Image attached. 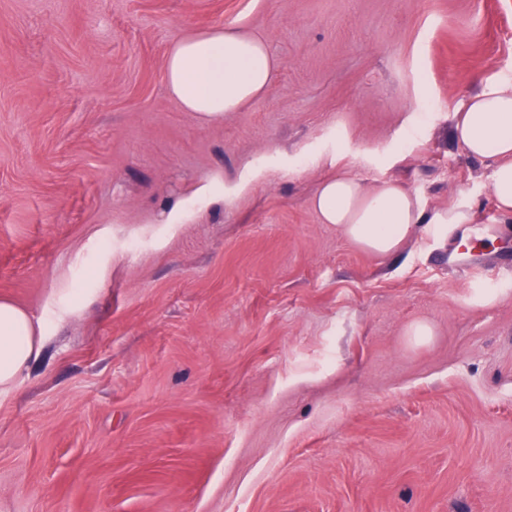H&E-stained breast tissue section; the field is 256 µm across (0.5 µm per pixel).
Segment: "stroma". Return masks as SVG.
<instances>
[{"mask_svg": "<svg viewBox=\"0 0 512 512\" xmlns=\"http://www.w3.org/2000/svg\"><path fill=\"white\" fill-rule=\"evenodd\" d=\"M214 27L279 67L208 123L165 56ZM496 80L512 0H0V298L45 334L0 512H512V216L452 136ZM339 174L472 221L372 254Z\"/></svg>", "mask_w": 512, "mask_h": 512, "instance_id": "35a3bbf8", "label": "stroma"}]
</instances>
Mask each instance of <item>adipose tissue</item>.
<instances>
[{"label":"adipose tissue","mask_w":512,"mask_h":512,"mask_svg":"<svg viewBox=\"0 0 512 512\" xmlns=\"http://www.w3.org/2000/svg\"><path fill=\"white\" fill-rule=\"evenodd\" d=\"M278 66L266 41L237 29L211 28L173 42L166 84L182 109L215 122L261 96ZM454 136L467 153L493 162L491 190L499 210L512 214V81H487L454 116ZM321 223L333 224L354 245L387 256L417 225L464 224L460 210L426 216L403 182L367 185L339 175L324 181L311 199ZM43 327L28 311L0 300V396L10 393L38 360Z\"/></svg>","instance_id":"adipose-tissue-1"}]
</instances>
